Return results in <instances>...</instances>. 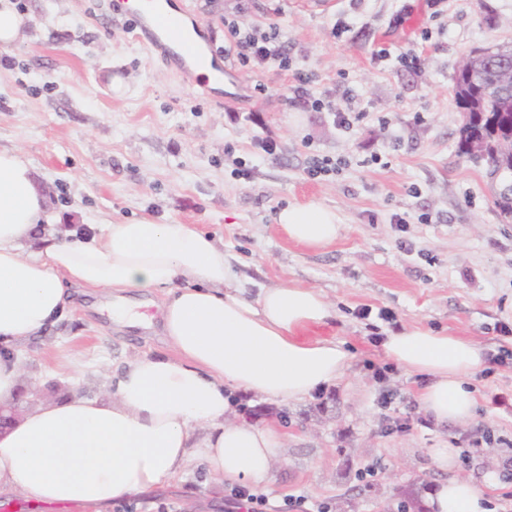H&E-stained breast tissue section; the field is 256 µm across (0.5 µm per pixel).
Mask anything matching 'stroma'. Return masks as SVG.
Here are the masks:
<instances>
[{"instance_id":"stroma-1","label":"stroma","mask_w":512,"mask_h":512,"mask_svg":"<svg viewBox=\"0 0 512 512\" xmlns=\"http://www.w3.org/2000/svg\"><path fill=\"white\" fill-rule=\"evenodd\" d=\"M215 53L223 88L183 83L113 21L112 0H19L27 39L0 48V147L20 150L63 224L197 225L236 259L246 298L296 283L336 309L316 335L345 343L343 376L282 403L236 397L239 421L277 424L282 448L264 512L288 497L326 512H386L403 493L426 500L448 473L429 451L456 449L453 473L488 485L490 512H512V363L470 381L475 417L439 423L423 407L427 375L390 362L392 329L468 338L484 354L512 350V219L493 203L485 163L459 149L454 96L462 58L512 44V0H183ZM277 27L294 71L240 64L226 24ZM416 55L406 66L402 56ZM310 94L356 113L351 128L295 99ZM273 144L266 154L264 144ZM340 160L308 178L311 156ZM318 201L343 226L324 249L289 241L275 217ZM82 295L46 333L17 348L43 403L107 402L127 359L159 355V333L112 329ZM230 489L194 461L171 486L111 512H232Z\"/></svg>"}]
</instances>
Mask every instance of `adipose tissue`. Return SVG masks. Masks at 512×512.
Instances as JSON below:
<instances>
[{"label":"adipose tissue","instance_id":"ef3b65f1","mask_svg":"<svg viewBox=\"0 0 512 512\" xmlns=\"http://www.w3.org/2000/svg\"><path fill=\"white\" fill-rule=\"evenodd\" d=\"M49 211L23 153L0 148V404L23 386L18 345L42 335L61 315L72 288L111 297L114 325L147 321L126 294L160 295L168 353L135 356L112 374L109 402L72 397L24 415L0 434V493L30 507H93L129 502L169 485L193 461L214 484L267 488L279 456L275 425L237 421L230 395L281 401L332 384L353 355L343 343L309 338L336 310L319 290L261 289L247 299L228 255L193 224L143 215L83 234H53ZM295 243L325 248L339 238L336 213L322 204L289 205L275 218ZM385 355L431 376L421 395L436 421H470L469 379L484 366L480 347L427 329L388 335ZM449 477L427 497L430 512H488L484 487L453 476L455 449L431 452Z\"/></svg>","mask_w":512,"mask_h":512}]
</instances>
